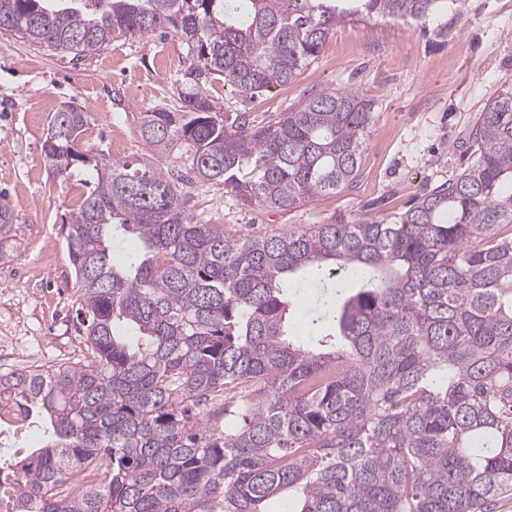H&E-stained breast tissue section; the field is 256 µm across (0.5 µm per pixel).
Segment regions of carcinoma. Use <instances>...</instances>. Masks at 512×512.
Returning <instances> with one entry per match:
<instances>
[{
	"instance_id": "obj_1",
	"label": "carcinoma",
	"mask_w": 512,
	"mask_h": 512,
	"mask_svg": "<svg viewBox=\"0 0 512 512\" xmlns=\"http://www.w3.org/2000/svg\"><path fill=\"white\" fill-rule=\"evenodd\" d=\"M448 0H0V33L85 57L175 30L178 101L140 126L154 153L276 211L351 184L370 105L324 89L258 121L222 81L292 83L343 22L420 23ZM54 113L47 162L90 166L67 248L79 366L0 372V413L45 425L0 462L7 512H491L512 491V80L479 114L475 161L393 217L237 236L202 224L180 172L81 152ZM138 240L124 263L116 237ZM322 285L294 330L290 283ZM87 473L104 474L85 482Z\"/></svg>"
}]
</instances>
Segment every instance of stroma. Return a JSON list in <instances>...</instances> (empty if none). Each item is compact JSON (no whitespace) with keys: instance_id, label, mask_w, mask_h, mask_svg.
I'll return each instance as SVG.
<instances>
[{"instance_id":"obj_1","label":"stroma","mask_w":512,"mask_h":512,"mask_svg":"<svg viewBox=\"0 0 512 512\" xmlns=\"http://www.w3.org/2000/svg\"><path fill=\"white\" fill-rule=\"evenodd\" d=\"M179 35L119 37L87 57L0 35V372L27 366L82 364L77 329L82 291L66 244L69 213L89 191L92 168L53 176L41 150L50 119L64 104L87 116L79 149L164 170L174 156L147 149L145 112L171 107L185 66ZM512 79V0H462L424 24L374 17L338 25L319 57L285 87L256 96L221 84L211 93L228 113L280 112L330 88L356 90L371 103L352 185L300 208L279 212L246 204L215 184L181 185L195 217L241 236L291 225L389 217L434 184L454 178L474 158L468 134L486 102ZM122 139L121 155L112 142Z\"/></svg>"}]
</instances>
